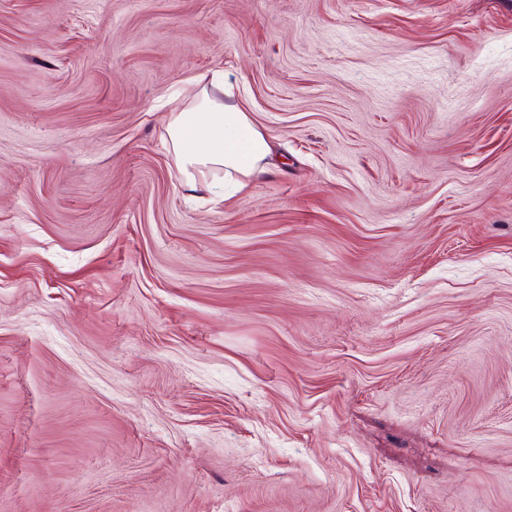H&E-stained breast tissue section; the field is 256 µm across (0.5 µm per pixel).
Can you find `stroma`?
<instances>
[{"instance_id": "stroma-1", "label": "stroma", "mask_w": 512, "mask_h": 512, "mask_svg": "<svg viewBox=\"0 0 512 512\" xmlns=\"http://www.w3.org/2000/svg\"><path fill=\"white\" fill-rule=\"evenodd\" d=\"M0 512H512V0H0ZM211 88L202 87L194 100L171 113L167 135L183 183L194 192L202 182L225 201L271 172L273 145L234 101L233 85L224 75L213 76ZM205 171L213 173L210 181L197 178Z\"/></svg>"}]
</instances>
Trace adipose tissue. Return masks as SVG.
I'll use <instances>...</instances> for the list:
<instances>
[{
	"label": "adipose tissue",
	"mask_w": 512,
	"mask_h": 512,
	"mask_svg": "<svg viewBox=\"0 0 512 512\" xmlns=\"http://www.w3.org/2000/svg\"><path fill=\"white\" fill-rule=\"evenodd\" d=\"M167 135L183 183L204 186L216 198L229 199L271 171L273 145L235 102L223 75L171 113Z\"/></svg>",
	"instance_id": "adipose-tissue-1"
}]
</instances>
